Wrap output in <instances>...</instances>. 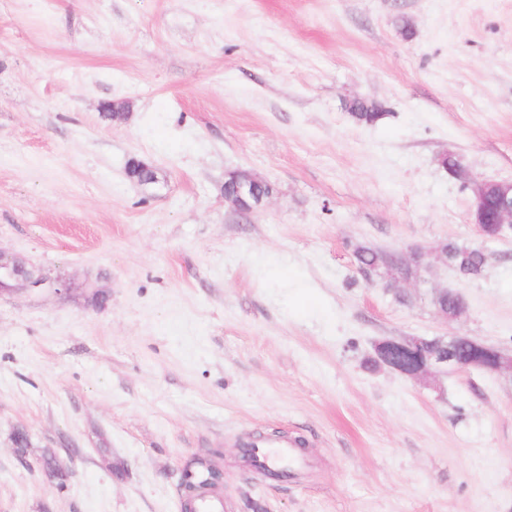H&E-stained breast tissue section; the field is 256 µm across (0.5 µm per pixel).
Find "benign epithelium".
Listing matches in <instances>:
<instances>
[{
	"label": "benign epithelium",
	"mask_w": 512,
	"mask_h": 512,
	"mask_svg": "<svg viewBox=\"0 0 512 512\" xmlns=\"http://www.w3.org/2000/svg\"><path fill=\"white\" fill-rule=\"evenodd\" d=\"M270 194L262 180L240 170L230 172L224 182V200L242 214L258 209ZM472 216L478 229L488 222L499 225L502 230L511 229L512 182L474 183ZM396 254L400 262L387 270L385 278L397 283L417 278L421 270L430 265L431 253L421 249L398 250ZM8 265L17 274L20 290L52 288L59 294H66L72 288L71 280L65 276L50 277L0 253V266ZM461 346L466 348L463 355L458 354ZM374 352L377 362L414 379H425L448 368L490 373L512 370V360L505 359L496 346L464 336L437 337L432 341L424 336L389 337L378 341Z\"/></svg>",
	"instance_id": "obj_1"
}]
</instances>
